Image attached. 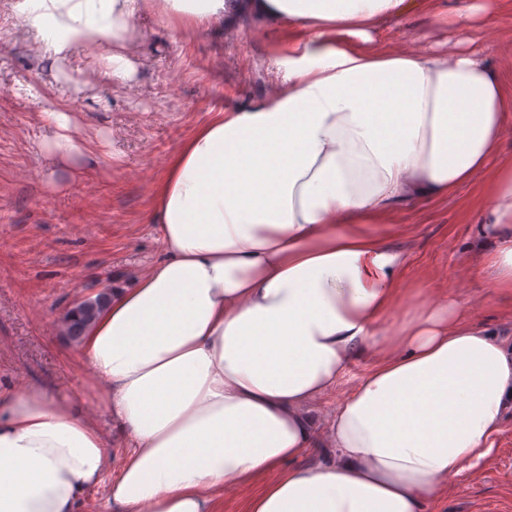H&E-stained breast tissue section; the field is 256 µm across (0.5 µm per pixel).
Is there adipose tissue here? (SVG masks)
Returning a JSON list of instances; mask_svg holds the SVG:
<instances>
[{"label":"adipose tissue","mask_w":512,"mask_h":512,"mask_svg":"<svg viewBox=\"0 0 512 512\" xmlns=\"http://www.w3.org/2000/svg\"><path fill=\"white\" fill-rule=\"evenodd\" d=\"M439 0H10L34 46L75 50L130 81L139 17L191 35L265 29L276 87L216 112L152 187L161 260L114 284L74 357L129 441L78 400L0 393V512H427L512 414V342L442 297L408 306L400 207L486 176L474 256L512 295V93L467 33L451 52L375 46L372 34ZM371 365L327 427L316 409L354 358ZM332 455L311 461L321 440ZM258 488V484L242 488H230L224 497V512H244L247 499L252 496Z\"/></svg>","instance_id":"adipose-tissue-1"}]
</instances>
